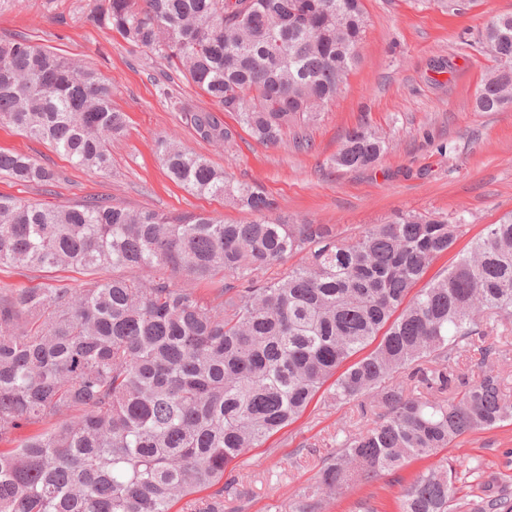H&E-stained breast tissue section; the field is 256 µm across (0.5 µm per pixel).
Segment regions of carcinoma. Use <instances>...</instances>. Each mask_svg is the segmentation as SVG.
<instances>
[{
	"label": "carcinoma",
	"mask_w": 512,
	"mask_h": 512,
	"mask_svg": "<svg viewBox=\"0 0 512 512\" xmlns=\"http://www.w3.org/2000/svg\"><path fill=\"white\" fill-rule=\"evenodd\" d=\"M88 20L157 53L209 96L219 112L178 109L202 140L224 146L240 128L273 145L283 129L316 121L357 65L366 27L363 0H96ZM479 43L495 66L476 111L512 107V14L491 20ZM2 123L99 171L124 130L109 83L25 37L0 40ZM386 149L361 125L332 163L368 167ZM159 150L173 181L253 218L0 196V267L94 275L82 288L0 289V440L50 424L0 450V512H171L180 502L182 512H224L230 464L298 418L330 380L333 401L373 395L383 412L322 460L299 512H322L356 479L512 420V393L494 370L500 350L486 341L512 336V214L425 282L464 233L461 221L407 211L354 236L294 224L204 156L167 139ZM0 172L53 177L4 152ZM293 256L297 265L265 276ZM145 268L148 281L123 275ZM178 277L207 293L174 285ZM464 354L477 369L468 381L453 369ZM457 481L446 460L416 474L400 512H512L507 486L485 482L478 499L458 504Z\"/></svg>",
	"instance_id": "carcinoma-1"
}]
</instances>
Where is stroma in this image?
Instances as JSON below:
<instances>
[{
	"label": "stroma",
	"mask_w": 512,
	"mask_h": 512,
	"mask_svg": "<svg viewBox=\"0 0 512 512\" xmlns=\"http://www.w3.org/2000/svg\"><path fill=\"white\" fill-rule=\"evenodd\" d=\"M91 6L92 0H0V38L27 36L95 69L111 84L112 107L125 119L123 133L110 146L112 165L105 172L76 167L48 143L0 124V150L29 156L54 174L44 184L0 174V196L59 206L102 197L130 210L203 212L227 224L248 221L249 213L239 206L189 192L168 177L156 141L171 135L233 180L263 190L293 219L351 232L397 211L464 219L465 235L434 260V273L456 261L486 225L512 213V110L474 109L491 67L479 35L492 18L512 14V0H463L455 11L443 0H364L360 60L339 96L307 128L308 150L297 148L290 129L274 146L245 132L226 149L201 141L171 101L210 111L215 103L179 73L165 85L167 93H160L166 62L88 22ZM363 124L385 137L386 152L365 169L332 165L345 133ZM87 279L72 267L0 268V289L61 283L79 288ZM363 423L359 402L315 399L298 420L238 458L235 481L224 489V512H298L322 457L336 450L337 433H356ZM442 459L456 464L464 499L478 492L476 466L512 486V421L465 435L371 484L352 483L328 500L323 512H355L364 499L378 512H397L403 487Z\"/></svg>",
	"instance_id": "stroma-1"
}]
</instances>
